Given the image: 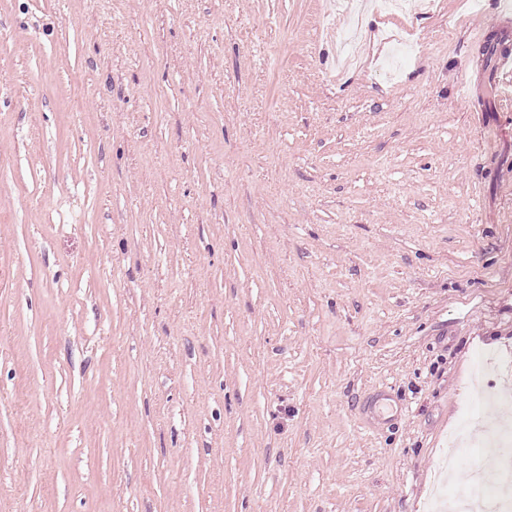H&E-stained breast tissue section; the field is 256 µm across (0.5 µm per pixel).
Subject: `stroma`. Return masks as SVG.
Returning <instances> with one entry per match:
<instances>
[{
	"mask_svg": "<svg viewBox=\"0 0 512 512\" xmlns=\"http://www.w3.org/2000/svg\"><path fill=\"white\" fill-rule=\"evenodd\" d=\"M346 22L0 0V512H435L512 424V24Z\"/></svg>",
	"mask_w": 512,
	"mask_h": 512,
	"instance_id": "35a3bbf8",
	"label": "stroma"
}]
</instances>
